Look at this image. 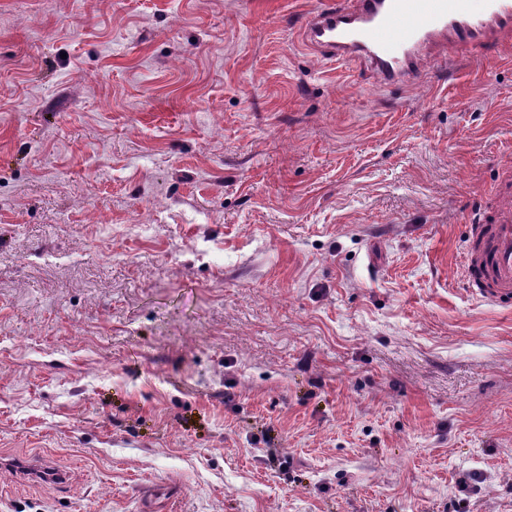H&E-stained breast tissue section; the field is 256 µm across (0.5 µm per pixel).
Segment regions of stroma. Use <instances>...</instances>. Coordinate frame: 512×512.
Here are the masks:
<instances>
[{"label": "stroma", "mask_w": 512, "mask_h": 512, "mask_svg": "<svg viewBox=\"0 0 512 512\" xmlns=\"http://www.w3.org/2000/svg\"><path fill=\"white\" fill-rule=\"evenodd\" d=\"M320 0H0V512H512V308L460 277L512 57L385 84Z\"/></svg>", "instance_id": "stroma-1"}]
</instances>
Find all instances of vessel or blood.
<instances>
[{
    "label": "vessel or blood",
    "instance_id": "obj_1",
    "mask_svg": "<svg viewBox=\"0 0 512 512\" xmlns=\"http://www.w3.org/2000/svg\"><path fill=\"white\" fill-rule=\"evenodd\" d=\"M332 60H362L383 83L416 77L422 61L512 48V0H322L301 31ZM466 276L481 280L482 299L512 304V189L498 193L495 217L467 254Z\"/></svg>",
    "mask_w": 512,
    "mask_h": 512
}]
</instances>
